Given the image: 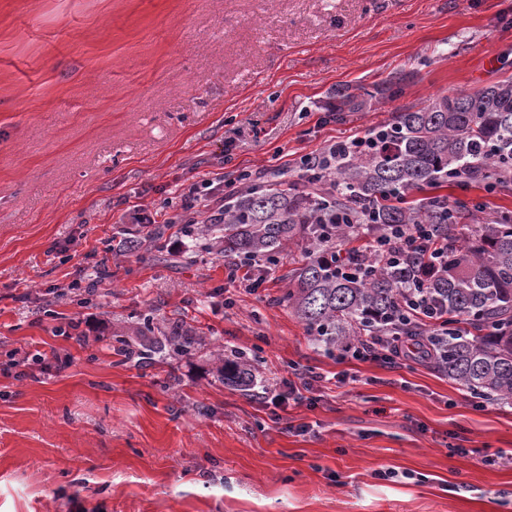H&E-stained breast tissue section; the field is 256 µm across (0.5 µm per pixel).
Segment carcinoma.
Returning <instances> with one entry per match:
<instances>
[{
    "label": "carcinoma",
    "mask_w": 512,
    "mask_h": 512,
    "mask_svg": "<svg viewBox=\"0 0 512 512\" xmlns=\"http://www.w3.org/2000/svg\"><path fill=\"white\" fill-rule=\"evenodd\" d=\"M401 88L381 84L336 90L330 112H361L373 100L395 98ZM372 141L357 155L336 146L324 161L336 181V208L351 212L359 201L376 199L371 224L377 233L386 224H429L448 246V261L434 279L423 284L411 265L378 262L336 234V246L354 262L342 274L312 255L324 238L317 218L323 202L299 186L255 184L224 208V223L209 231L224 255L274 260L290 243L303 244L307 260L292 269L295 283L284 300L304 323L313 340L328 349L344 347L358 336L386 333L388 321L412 295L423 310L442 318L437 329L420 323L407 332L424 334L436 351L435 368L464 387L480 402L512 405V219L475 224L466 238L456 227L457 211L438 197L408 200L413 190L438 188L466 174L479 181L501 183L512 169V79L480 90L457 91L432 99L423 107L396 113L394 120L365 133ZM117 354L146 363L158 348H132L120 339ZM177 353L188 352L193 337L174 332L168 340ZM220 377L237 386L252 384L250 361L236 353L217 368Z\"/></svg>",
    "instance_id": "1"
}]
</instances>
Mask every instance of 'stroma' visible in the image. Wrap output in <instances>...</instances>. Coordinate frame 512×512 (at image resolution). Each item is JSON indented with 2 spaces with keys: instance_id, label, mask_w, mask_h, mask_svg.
I'll return each mask as SVG.
<instances>
[{
  "instance_id": "stroma-1",
  "label": "stroma",
  "mask_w": 512,
  "mask_h": 512,
  "mask_svg": "<svg viewBox=\"0 0 512 512\" xmlns=\"http://www.w3.org/2000/svg\"><path fill=\"white\" fill-rule=\"evenodd\" d=\"M399 74L396 98L328 113L338 87ZM510 77L512 0H0V358L69 360L0 373V512H512V407L314 343L282 300L303 246L252 294L226 286L203 224L177 254L167 226L122 247L120 220L179 215L174 185L219 174L299 182L331 142ZM443 194L512 216V185ZM91 253L109 274L83 301L68 284ZM177 328L198 338L186 354L113 351ZM233 351L250 390L216 375ZM343 370L358 382L281 420L258 399Z\"/></svg>"
}]
</instances>
